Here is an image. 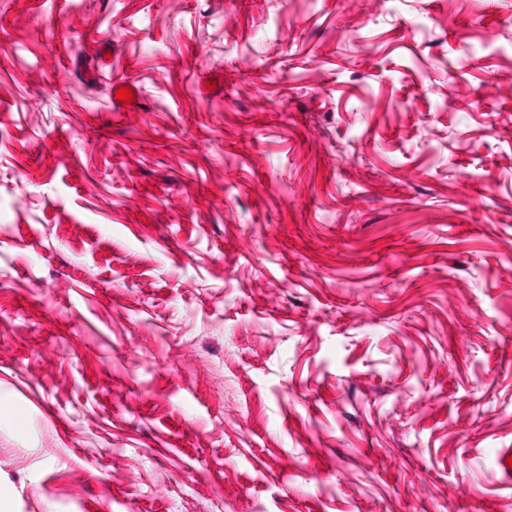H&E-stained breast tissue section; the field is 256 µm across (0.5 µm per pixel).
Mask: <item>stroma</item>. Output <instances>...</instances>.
Instances as JSON below:
<instances>
[{
	"mask_svg": "<svg viewBox=\"0 0 512 512\" xmlns=\"http://www.w3.org/2000/svg\"><path fill=\"white\" fill-rule=\"evenodd\" d=\"M0 496L512 512V0H0Z\"/></svg>",
	"mask_w": 512,
	"mask_h": 512,
	"instance_id": "35a3bbf8",
	"label": "stroma"
}]
</instances>
